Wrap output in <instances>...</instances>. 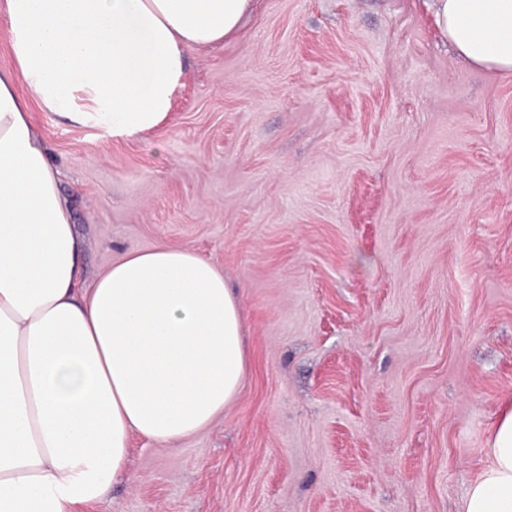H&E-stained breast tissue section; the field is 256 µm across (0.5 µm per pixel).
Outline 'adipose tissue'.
I'll return each mask as SVG.
<instances>
[{
  "instance_id": "ef3b65f1",
  "label": "adipose tissue",
  "mask_w": 512,
  "mask_h": 512,
  "mask_svg": "<svg viewBox=\"0 0 512 512\" xmlns=\"http://www.w3.org/2000/svg\"><path fill=\"white\" fill-rule=\"evenodd\" d=\"M254 0H0V512H73L127 472L129 441L210 426L247 373L243 316L190 248L132 252L87 285L84 242L31 121L37 102L113 136L162 135L188 50L223 44ZM470 64L512 74V0H429ZM463 512H512V412Z\"/></svg>"
}]
</instances>
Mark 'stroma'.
<instances>
[{
  "label": "stroma",
  "instance_id": "35a3bbf8",
  "mask_svg": "<svg viewBox=\"0 0 512 512\" xmlns=\"http://www.w3.org/2000/svg\"><path fill=\"white\" fill-rule=\"evenodd\" d=\"M33 119L87 276L191 248L245 317L223 415L131 437L76 512H462L512 411V75L424 0H257L189 51L162 137Z\"/></svg>",
  "mask_w": 512,
  "mask_h": 512
}]
</instances>
